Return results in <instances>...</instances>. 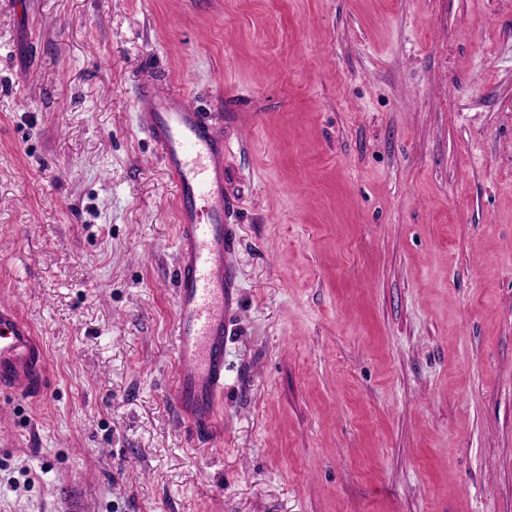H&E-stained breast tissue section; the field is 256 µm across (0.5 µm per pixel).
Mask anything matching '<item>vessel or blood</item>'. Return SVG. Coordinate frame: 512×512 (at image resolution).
Segmentation results:
<instances>
[{
	"instance_id": "b4317fda",
	"label": "vessel or blood",
	"mask_w": 512,
	"mask_h": 512,
	"mask_svg": "<svg viewBox=\"0 0 512 512\" xmlns=\"http://www.w3.org/2000/svg\"><path fill=\"white\" fill-rule=\"evenodd\" d=\"M137 111L177 188V404L189 423L206 424L224 395V335L237 288L224 127L160 82L142 90ZM42 369L32 325L16 306L1 303L0 391L36 389Z\"/></svg>"
}]
</instances>
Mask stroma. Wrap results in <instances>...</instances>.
<instances>
[{
  "instance_id": "35a3bbf8",
  "label": "stroma",
  "mask_w": 512,
  "mask_h": 512,
  "mask_svg": "<svg viewBox=\"0 0 512 512\" xmlns=\"http://www.w3.org/2000/svg\"><path fill=\"white\" fill-rule=\"evenodd\" d=\"M163 76L237 235L202 432ZM0 302V512H512V0H0ZM43 358L32 325L16 306L0 304V391L34 390L41 382Z\"/></svg>"
}]
</instances>
